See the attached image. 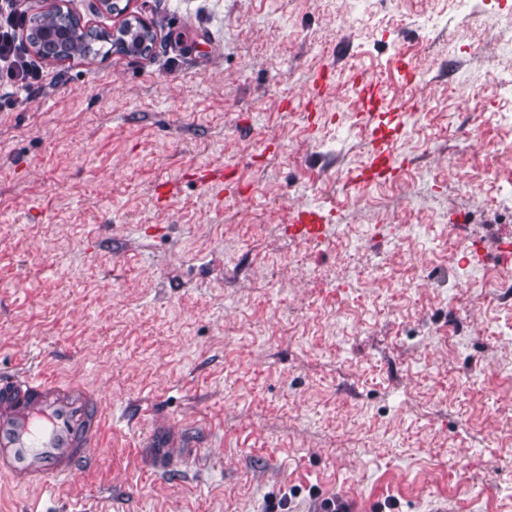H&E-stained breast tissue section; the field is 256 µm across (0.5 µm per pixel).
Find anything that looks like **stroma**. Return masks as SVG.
<instances>
[{"label": "stroma", "instance_id": "obj_1", "mask_svg": "<svg viewBox=\"0 0 512 512\" xmlns=\"http://www.w3.org/2000/svg\"><path fill=\"white\" fill-rule=\"evenodd\" d=\"M118 3L63 7L147 51L0 82V369L108 417L96 470L0 512H512V0ZM362 75L407 110L358 184ZM304 206L326 236L285 234ZM166 424L203 447L161 473ZM392 145V140L389 135L379 133L378 128H375L372 131L370 139V151L373 156L372 165L377 160H383L391 176H393L398 170L397 160L394 155Z\"/></svg>", "mask_w": 512, "mask_h": 512}]
</instances>
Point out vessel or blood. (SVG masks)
<instances>
[{
	"label": "vessel or blood",
	"instance_id": "obj_1",
	"mask_svg": "<svg viewBox=\"0 0 512 512\" xmlns=\"http://www.w3.org/2000/svg\"><path fill=\"white\" fill-rule=\"evenodd\" d=\"M356 104L365 113L393 111L379 83L364 76L357 83ZM370 151L396 173L397 160L389 136L372 132ZM329 222L321 211L296 210L286 229L295 237L317 238ZM106 424L98 392L77 381H60L28 370L0 372V478L10 484L54 489L75 479L97 462L95 455ZM143 447L157 451L158 466L169 462L167 449L179 448L192 458L199 437L186 430L155 429Z\"/></svg>",
	"mask_w": 512,
	"mask_h": 512
}]
</instances>
